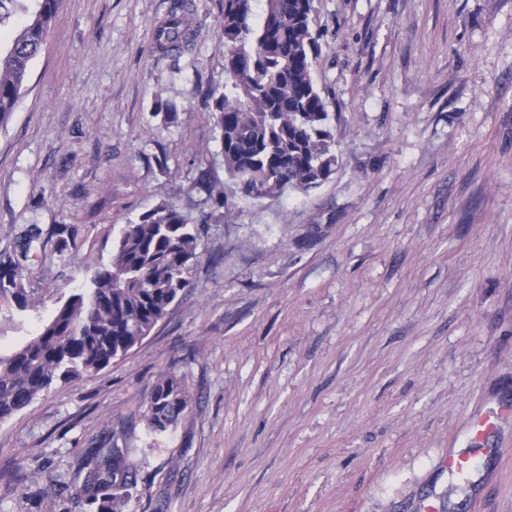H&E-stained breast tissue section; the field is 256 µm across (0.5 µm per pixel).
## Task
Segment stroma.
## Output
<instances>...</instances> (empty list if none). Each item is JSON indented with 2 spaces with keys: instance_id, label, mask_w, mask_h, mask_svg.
<instances>
[{
  "instance_id": "obj_1",
  "label": "stroma",
  "mask_w": 512,
  "mask_h": 512,
  "mask_svg": "<svg viewBox=\"0 0 512 512\" xmlns=\"http://www.w3.org/2000/svg\"><path fill=\"white\" fill-rule=\"evenodd\" d=\"M172 0H62L0 125V252L41 302L0 311V355L109 262L124 225L175 204L199 232L187 288L127 356L0 421V512H62L90 448H127L126 512H512V420L488 447L469 417L512 401V0H314L315 80L336 172L307 194L235 199L202 102L224 86L222 0H188L198 37L161 55ZM172 106L164 124L160 105ZM73 225L58 252L52 230ZM189 405L148 434L160 374ZM476 467L452 494L445 466Z\"/></svg>"
}]
</instances>
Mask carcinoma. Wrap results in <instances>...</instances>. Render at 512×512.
<instances>
[{
	"label": "carcinoma",
	"instance_id": "cac0c4a2",
	"mask_svg": "<svg viewBox=\"0 0 512 512\" xmlns=\"http://www.w3.org/2000/svg\"><path fill=\"white\" fill-rule=\"evenodd\" d=\"M62 0H0V30L14 17L25 20L0 47V124L15 111L28 66L45 43ZM187 4L174 0L155 35L162 53L187 48L196 32ZM313 0H224L226 54L224 91H211L209 108L219 131L229 184L205 186L213 210L231 217L229 198H277L307 193L336 172L334 129L328 101L314 79L319 32L312 23ZM56 246L76 245L75 228L58 224ZM19 254L0 253V308L26 311L40 299L23 273L21 260L40 239L37 228L18 236ZM198 230L179 209L162 202L127 224L112 257L89 285L70 295L35 336L0 356V420L27 407L58 383L79 381L108 367L148 336L190 286L197 259ZM189 404L181 379L161 375L147 406L148 428L164 433ZM72 495L91 512H124L138 484L130 452L91 448L78 463Z\"/></svg>",
	"mask_w": 512,
	"mask_h": 512
}]
</instances>
